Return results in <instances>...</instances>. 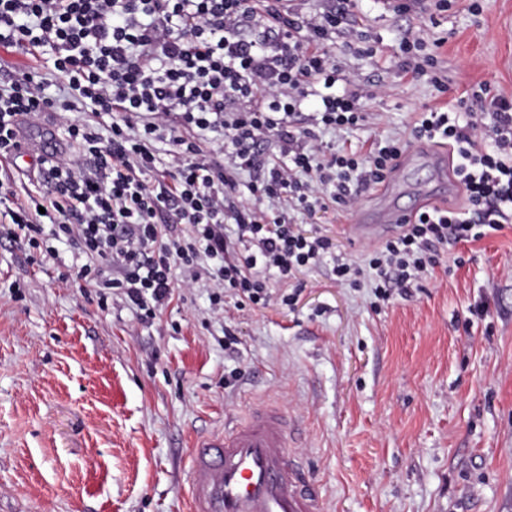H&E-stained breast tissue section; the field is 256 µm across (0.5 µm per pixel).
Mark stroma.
<instances>
[{
    "label": "stroma",
    "instance_id": "obj_1",
    "mask_svg": "<svg viewBox=\"0 0 512 512\" xmlns=\"http://www.w3.org/2000/svg\"><path fill=\"white\" fill-rule=\"evenodd\" d=\"M406 2L404 13L362 0L351 15L383 51L375 65L343 58L371 119L324 143L407 135L414 112L440 101L393 63L408 30L451 88L512 97V0H480L477 14L458 0L443 15ZM24 134L29 156L0 162L16 203L47 191L29 179L44 146L70 148L52 114ZM370 205L364 192L355 209L298 222L360 262L381 245L352 239ZM461 252L464 266L444 258L381 308L318 265L297 273L293 308L230 299L217 316L208 289L179 287L144 324L77 279L76 246L43 266L0 241V512H189L190 445L261 400L301 426L295 451L324 512H512V226ZM480 303L487 317L471 319ZM226 324L238 355L220 344Z\"/></svg>",
    "mask_w": 512,
    "mask_h": 512
}]
</instances>
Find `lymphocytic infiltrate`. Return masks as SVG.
I'll return each instance as SVG.
<instances>
[{"instance_id": "1", "label": "lymphocytic infiltrate", "mask_w": 512, "mask_h": 512, "mask_svg": "<svg viewBox=\"0 0 512 512\" xmlns=\"http://www.w3.org/2000/svg\"><path fill=\"white\" fill-rule=\"evenodd\" d=\"M355 6L335 0L311 15L295 0H0V47L39 61L0 85V158L15 156L24 126L49 112L63 117L73 148L41 157L50 201L18 207L0 239L47 261L55 243L78 242L79 277L146 323L186 277L209 288L216 313L228 296L292 305L295 294L270 291V280L322 263L378 300L407 294L449 250L512 223V98L489 97L481 83L418 111L408 138L324 145L319 129L368 119L335 52ZM418 48L401 38L400 71L447 93L434 55ZM422 142L457 154L462 207L418 212L360 264L298 229L294 213L353 208Z\"/></svg>"}]
</instances>
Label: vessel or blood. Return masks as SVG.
I'll return each mask as SVG.
<instances>
[{"mask_svg":"<svg viewBox=\"0 0 512 512\" xmlns=\"http://www.w3.org/2000/svg\"><path fill=\"white\" fill-rule=\"evenodd\" d=\"M423 159L438 167L444 162L443 156L412 148L393 182ZM389 195L385 189L378 196L379 223L355 225L358 237H380L384 225L411 219L410 211L389 204ZM295 438L284 409L263 401L223 433L197 440L189 453L191 512H320L318 487L292 449Z\"/></svg>","mask_w":512,"mask_h":512,"instance_id":"1","label":"vessel or blood"}]
</instances>
